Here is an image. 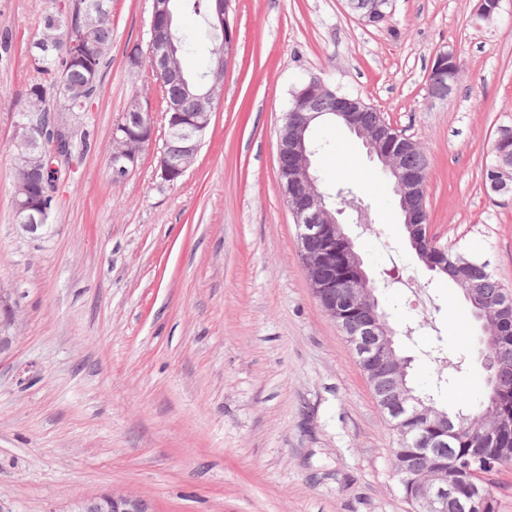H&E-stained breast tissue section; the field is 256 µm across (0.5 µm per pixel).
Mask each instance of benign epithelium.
Listing matches in <instances>:
<instances>
[{
  "label": "benign epithelium",
  "instance_id": "benign-epithelium-1",
  "mask_svg": "<svg viewBox=\"0 0 512 512\" xmlns=\"http://www.w3.org/2000/svg\"><path fill=\"white\" fill-rule=\"evenodd\" d=\"M218 7L211 19V26L224 32V55L219 59L218 70L226 71L235 53V36L227 23L228 7L224 0H217ZM169 0H152L150 31L147 57L152 72L156 75L169 72L174 61V45L168 33L170 25ZM500 9V0H479L476 15L484 22H492ZM328 92L327 85L319 78L310 79L308 86L297 97L293 118L283 126L278 136L277 163L284 196L291 210L297 227L300 252L305 263H310L309 242L315 237L331 235L342 243L341 259L334 257L323 261L320 275L312 281L313 293L322 289L336 287V276L349 272L358 281L369 285V277L363 262L355 252L351 239L346 235L339 216L347 206L334 210L327 208L325 196L319 189L318 176L313 168L312 157L315 154L313 143L306 135L313 109L318 96ZM336 116L347 128L362 139L370 156L376 158L383 168L396 176V195L413 200L414 206L405 211L404 223L408 224L409 240L414 249L432 247L437 239L430 231L426 220L424 205V183L426 171L412 170L402 164L405 154L418 149L416 141L398 133L391 125L382 123L376 127H364L353 116L366 111L362 100L346 94L334 96ZM168 128L178 135L183 143L180 160L173 164L167 155L160 161V177L163 181L174 184L181 179L193 165L201 145L210 118L208 112L187 114L176 105H169ZM132 125H123V132L112 130V138L122 142L124 147L112 152V174L116 177L130 174L138 164L144 146L153 140L155 134L152 113L141 109L132 114ZM21 126L31 135L41 140L51 141V149L32 154L28 144L20 143L17 160L20 164L37 163L48 170L58 166L66 155L60 145L67 141L69 120L68 113H58L57 120L50 127L32 113L22 118ZM497 160L500 168L512 167V149L509 137L499 136L497 142ZM15 211L22 215L20 226L29 233L45 228L46 209L40 197L24 186H17L14 195ZM354 304L348 302L344 308L329 304L324 311L342 329L349 346L358 361L366 362L373 358L378 349L389 340L387 323L382 314L373 311L370 332L365 333L349 326L348 316ZM501 331H512V298L509 297L499 307L496 318ZM410 396L403 395L397 408L385 403L380 404L382 412L387 415L404 413L412 409L411 425L397 436V443H414L417 441L416 429L434 431L442 422L431 409L409 406ZM498 442V432L493 429L485 435V447L476 448L465 461L442 462L450 455L448 442L438 440L426 444L420 453L430 460L427 474L422 478L400 479L404 498L411 504L419 505L417 512H446L448 504H453L462 512H490L492 497L489 491L492 477L504 467L512 464L487 455V449ZM78 512H146L143 500L134 496L102 493L86 498L78 503Z\"/></svg>",
  "mask_w": 512,
  "mask_h": 512
}]
</instances>
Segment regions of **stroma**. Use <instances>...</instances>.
Segmentation results:
<instances>
[{
    "label": "stroma",
    "mask_w": 512,
    "mask_h": 512,
    "mask_svg": "<svg viewBox=\"0 0 512 512\" xmlns=\"http://www.w3.org/2000/svg\"><path fill=\"white\" fill-rule=\"evenodd\" d=\"M58 0H0V294L15 316L0 354V512H75L103 491L148 512H411L392 466L395 436L300 255L277 165L290 92L310 77L360 96L427 161L428 222L441 244L488 263L512 290V197L483 172L512 127V0L492 23L477 0H393L365 24L345 0H231L236 53L195 164L160 178L167 138L146 45L151 0H112L104 94L72 115L96 145L62 165L48 224L14 219L13 139L39 76L30 49ZM194 71L214 46L183 15ZM461 77L431 98L435 55ZM155 135L120 183L110 134L132 97ZM321 188L337 156L367 223L345 224L375 295L399 331L420 392L449 379L474 406L483 393L479 330L462 290L411 247L392 191L345 129L314 126ZM398 281L386 287L384 271Z\"/></svg>",
    "instance_id": "35a3bbf8"
}]
</instances>
